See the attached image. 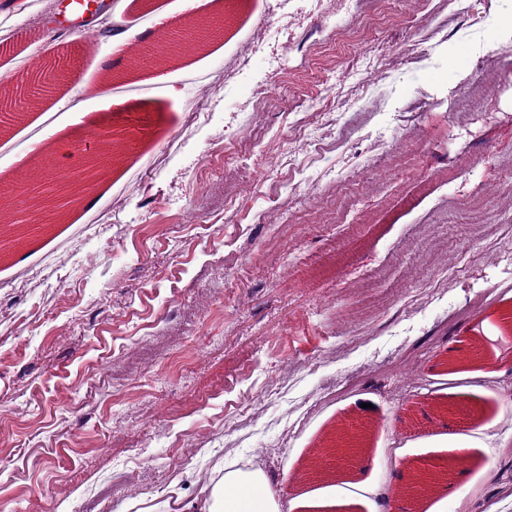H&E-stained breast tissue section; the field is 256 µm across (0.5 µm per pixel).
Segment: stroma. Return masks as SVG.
Listing matches in <instances>:
<instances>
[{"label": "stroma", "instance_id": "1", "mask_svg": "<svg viewBox=\"0 0 512 512\" xmlns=\"http://www.w3.org/2000/svg\"><path fill=\"white\" fill-rule=\"evenodd\" d=\"M221 0H111L91 46L56 26V0H0V85L76 58L85 76L0 122V182L19 210L30 145L87 129L126 143L64 220L0 258V512H169L201 503L225 468L262 471L280 512L330 480L286 481L338 420L369 428L353 512H397V462L447 459L477 420L464 500L437 512H512V0L412 14L392 0H237L234 22L166 81L113 33L160 42ZM336 19L335 31L325 27ZM486 118L451 108L487 71ZM285 107L251 118L257 88ZM263 139L214 207L224 149ZM308 132L272 163L267 145ZM461 169L450 185L445 168ZM291 208L289 226L263 216ZM195 210L198 223L184 221ZM484 358L449 365L454 346Z\"/></svg>", "mask_w": 512, "mask_h": 512}]
</instances>
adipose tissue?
Segmentation results:
<instances>
[{"label": "adipose tissue", "mask_w": 512, "mask_h": 512, "mask_svg": "<svg viewBox=\"0 0 512 512\" xmlns=\"http://www.w3.org/2000/svg\"><path fill=\"white\" fill-rule=\"evenodd\" d=\"M348 480L336 482L324 497L303 495L293 501L296 512H346L357 503ZM202 512H279L276 493L257 471H231L212 488Z\"/></svg>", "instance_id": "adipose-tissue-1"}]
</instances>
